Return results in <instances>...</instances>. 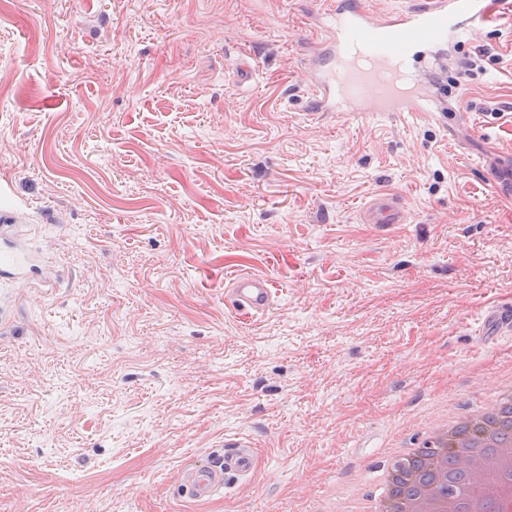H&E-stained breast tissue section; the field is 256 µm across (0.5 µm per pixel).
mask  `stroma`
Segmentation results:
<instances>
[{
	"instance_id": "35a3bbf8",
	"label": "stroma",
	"mask_w": 512,
	"mask_h": 512,
	"mask_svg": "<svg viewBox=\"0 0 512 512\" xmlns=\"http://www.w3.org/2000/svg\"><path fill=\"white\" fill-rule=\"evenodd\" d=\"M314 0H5L0 179L44 260L0 291V512H317L512 376V9L448 51L471 115L305 110ZM255 75L241 82L238 55ZM498 153L486 155V141ZM406 223H362L371 196ZM275 285L226 302L228 256ZM259 461L181 500L183 463ZM257 451L249 441H238L203 458H192L183 466L180 475L182 495L205 501L228 493L241 478L251 476L257 467Z\"/></svg>"
}]
</instances>
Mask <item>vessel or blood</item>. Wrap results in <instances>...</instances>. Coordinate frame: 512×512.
I'll list each match as a JSON object with an SVG mask.
<instances>
[{
  "instance_id": "1",
  "label": "vessel or blood",
  "mask_w": 512,
  "mask_h": 512,
  "mask_svg": "<svg viewBox=\"0 0 512 512\" xmlns=\"http://www.w3.org/2000/svg\"><path fill=\"white\" fill-rule=\"evenodd\" d=\"M315 14L317 39L310 45L306 72V110L313 115L386 113L397 116L439 113L449 132L469 127V115L449 105L437 73L401 67L413 49L444 56L450 46L475 39L490 20L487 0H408L407 5L377 16L367 0H328ZM404 199L381 193L365 207L366 224H402ZM41 259L25 248L0 247V288L26 285ZM229 301L241 316L268 312L275 289L261 274L236 270L230 276ZM258 463L251 442L239 441L222 452L186 462L180 475L183 496L205 501L227 493Z\"/></svg>"
}]
</instances>
